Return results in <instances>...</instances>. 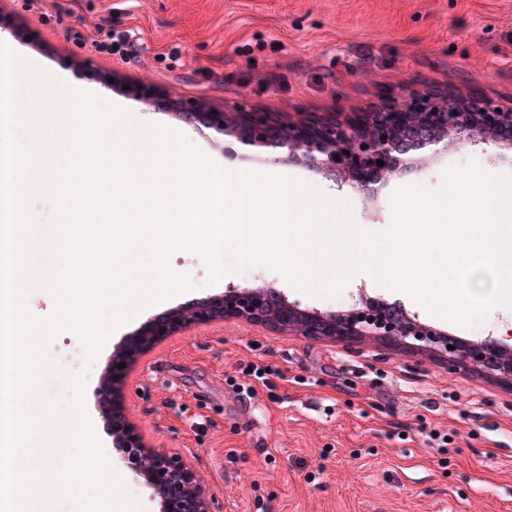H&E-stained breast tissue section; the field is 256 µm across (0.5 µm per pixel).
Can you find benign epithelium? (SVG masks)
<instances>
[{
  "instance_id": "7a95c632",
  "label": "benign epithelium",
  "mask_w": 512,
  "mask_h": 512,
  "mask_svg": "<svg viewBox=\"0 0 512 512\" xmlns=\"http://www.w3.org/2000/svg\"><path fill=\"white\" fill-rule=\"evenodd\" d=\"M458 100L465 111L447 104L448 92L420 89L407 83L381 98L379 106L345 121L313 120L306 115L276 123L262 112H206L200 103H180L175 113L197 129L208 130L215 144L233 138L240 144L273 155V161L305 166L339 185L355 186L373 197L396 175L423 164L455 145L483 144L505 157L512 154V108L497 109L485 98ZM349 154H344V151ZM384 165H377V161ZM240 318L280 331L302 328L310 339L333 338L356 344L379 339L445 359L448 371L466 370L512 386V347L488 336L461 340L409 316L400 306L374 301L360 293L346 312L304 311L285 292L262 286H229L224 294L197 299L162 320L146 321L144 339L170 328L215 319ZM453 349H448V346ZM105 399L99 402L112 433L114 448L131 464L135 476L160 500V512H213L214 494L203 488L195 469L178 455L148 448L126 418L113 409L112 372L102 374Z\"/></svg>"
}]
</instances>
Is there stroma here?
<instances>
[{
  "mask_svg": "<svg viewBox=\"0 0 512 512\" xmlns=\"http://www.w3.org/2000/svg\"><path fill=\"white\" fill-rule=\"evenodd\" d=\"M0 8L15 13L23 30L12 38L16 54L37 59L49 76L48 108L61 106L71 82L96 86L109 73L121 81L109 91L114 101L182 135L215 164L258 173L263 154L225 151L170 109L129 96L123 83L144 80L157 95L229 112H363L403 81L512 106V0H53L40 13L28 0H0ZM100 20L128 35L126 57L77 38L84 23ZM471 165L512 170V157L483 145L452 147L371 200L299 164L279 170L327 207L341 205L363 232L381 233L392 225L398 191L439 189L447 169ZM167 267L188 289L153 309L121 312L101 355L88 357L83 339L67 331L41 337L34 381L42 402L26 407L29 418L53 429L81 401L101 419V374L127 350L115 372L123 415L146 444L194 462L215 494V512H512L511 386L448 372L434 356L372 339L309 340L235 318L180 326L138 345L146 320L229 286H270L321 311L350 309L362 291L390 302L394 289L358 274L335 295L320 286L303 291L278 269L233 259L215 281L195 249L171 251ZM404 306L454 336L489 334L484 319L450 321L411 297ZM250 362L285 372L276 394L258 384L238 397L234 385ZM61 374L84 378L83 393L52 389ZM433 432L447 438L444 448L432 447ZM99 435L113 484L136 512H158L109 431Z\"/></svg>",
  "mask_w": 512,
  "mask_h": 512,
  "instance_id": "35a3bbf8",
  "label": "stroma"
}]
</instances>
